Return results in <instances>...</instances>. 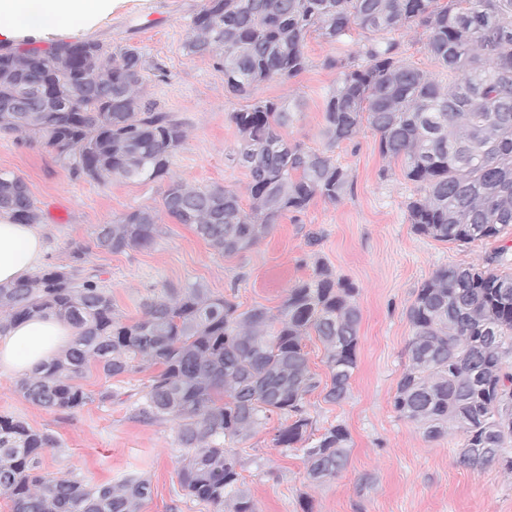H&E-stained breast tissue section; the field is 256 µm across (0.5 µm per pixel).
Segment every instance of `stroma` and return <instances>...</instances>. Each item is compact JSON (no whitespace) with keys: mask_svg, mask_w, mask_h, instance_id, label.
I'll use <instances>...</instances> for the list:
<instances>
[{"mask_svg":"<svg viewBox=\"0 0 512 512\" xmlns=\"http://www.w3.org/2000/svg\"><path fill=\"white\" fill-rule=\"evenodd\" d=\"M199 2L123 0L96 25L73 30L68 38L97 41L114 51L138 48L150 65L146 99L186 131L171 158V176L200 187L230 186L245 200L250 177L231 161L239 140L231 113L253 99L293 101L284 136L308 149H324L325 96L336 82L335 70L324 61L354 52L357 44L331 45L310 35L306 52L311 65L305 72L285 83H262L245 99L225 92L224 72L212 59L187 55L184 49ZM156 63L165 68V76L154 74ZM333 155L353 180L341 202L315 199L306 211L280 217L252 249L221 255L191 226L163 213L165 182L77 179L52 149L0 133V172L18 175L27 184L42 214L46 264H69L72 243L89 245L87 264L98 271L123 318L141 317L145 300L161 289L193 283L236 298L242 308L274 311L287 289L312 275L319 260L355 285L361 322L350 394L338 404L312 395L309 408L314 428L347 427L349 464L334 477L310 482L298 453L274 447L279 422L271 420L238 446L244 483L258 512H303L307 505L313 512H512V474L497 464L475 470L459 466L456 430L425 439L392 407L411 335L406 309L421 283L444 266L486 265L504 245L509 251L503 270L512 273V234L459 245L415 233L406 204L418 189L403 177L399 162L381 155L379 137L369 125L335 147ZM140 207L160 212L149 247L122 253L93 247L99 225ZM19 379L16 373L0 374V415L20 418L60 439L61 448L43 454L45 472L74 473L91 484L140 475L151 484L141 512H214L180 491L181 451L172 423L133 417L130 395L140 375L108 378L90 367L83 386L91 399L71 415L26 401L17 389ZM108 387L115 398L100 402L99 392Z\"/></svg>","mask_w":512,"mask_h":512,"instance_id":"35a3bbf8","label":"stroma"}]
</instances>
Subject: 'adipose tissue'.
Returning a JSON list of instances; mask_svg holds the SVG:
<instances>
[{"label":"adipose tissue","instance_id":"adipose-tissue-1","mask_svg":"<svg viewBox=\"0 0 512 512\" xmlns=\"http://www.w3.org/2000/svg\"><path fill=\"white\" fill-rule=\"evenodd\" d=\"M121 0H0V37L29 30L54 32L87 27L114 11ZM45 258L41 228L19 224L0 212V284L33 274ZM73 331L55 317L15 322L0 336V372L33 373L49 363L72 341Z\"/></svg>","mask_w":512,"mask_h":512}]
</instances>
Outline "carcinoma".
Wrapping results in <instances>:
<instances>
[{"mask_svg": "<svg viewBox=\"0 0 512 512\" xmlns=\"http://www.w3.org/2000/svg\"><path fill=\"white\" fill-rule=\"evenodd\" d=\"M424 29L441 79L403 56L391 34ZM358 29L365 42L326 65L336 84L325 100L327 148L306 150L281 133L291 104L257 100L230 114L239 133L235 160L250 177L249 207L228 186L172 180L166 213L190 224L216 252L252 249L288 212L321 198L344 199L347 169L330 155L366 122L383 157L401 162L420 196L406 205L415 232L469 244L512 229V0H202L190 17L184 48L224 70L225 91L248 96L262 83L287 82L310 65L308 35L333 45ZM146 61L136 48L112 52L96 41L46 48L0 44V132L42 142L68 162L75 178L154 181L169 175L185 131L142 94ZM0 211L21 224L41 214L25 181L0 173ZM158 215L138 208L102 224L98 249L121 253L148 246ZM448 266L418 288L407 308L408 364L397 384L398 417L438 439L460 433V464L498 463L512 472V274ZM89 247L72 263L49 265L0 285V335L22 319L54 316L75 330L70 345L22 377L19 391L39 407L75 412L92 397L80 384L94 362L107 377L154 367L133 407L144 420L171 422L182 449L177 471L185 495L217 512H257L244 488L233 445L272 418L282 420L276 447L302 452L309 479L344 470L350 435L340 423L312 439L309 396L339 403L357 368L361 312L357 289L321 261L291 286L278 313L245 311L200 284L164 288L125 320L96 270ZM317 336L330 382L311 370L304 339ZM60 442L24 420L0 415V496L12 512H140L150 482L129 476L90 485L53 476L41 457Z\"/></svg>", "mask_w": 512, "mask_h": 512, "instance_id": "carcinoma-1", "label": "carcinoma"}]
</instances>
